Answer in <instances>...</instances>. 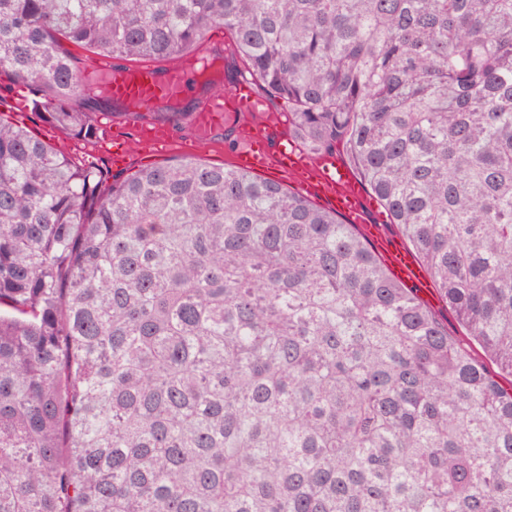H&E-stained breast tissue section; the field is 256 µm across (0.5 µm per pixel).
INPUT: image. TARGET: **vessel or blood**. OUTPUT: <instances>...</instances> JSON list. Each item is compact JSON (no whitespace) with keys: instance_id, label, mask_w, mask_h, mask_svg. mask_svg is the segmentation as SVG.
Returning <instances> with one entry per match:
<instances>
[{"instance_id":"b4317fda","label":"vessel or blood","mask_w":512,"mask_h":512,"mask_svg":"<svg viewBox=\"0 0 512 512\" xmlns=\"http://www.w3.org/2000/svg\"><path fill=\"white\" fill-rule=\"evenodd\" d=\"M96 71L105 76L102 90L112 98L131 104L160 100H179L188 91L185 68L172 66L157 71L151 66L116 67L99 59ZM262 105L252 81L213 91L197 109L195 123L199 133H207L224 115L256 112ZM245 144L235 155L238 169L256 172L276 170L290 176L304 198L327 204L350 222H358L362 196L350 166L338 155L312 156L292 138L283 136L278 126L258 122L244 131ZM390 273L398 280L425 284L426 277L405 248L388 249L384 255Z\"/></svg>"}]
</instances>
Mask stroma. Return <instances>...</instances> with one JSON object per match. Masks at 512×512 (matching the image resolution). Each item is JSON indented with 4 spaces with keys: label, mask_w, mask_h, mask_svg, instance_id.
<instances>
[{
    "label": "stroma",
    "mask_w": 512,
    "mask_h": 512,
    "mask_svg": "<svg viewBox=\"0 0 512 512\" xmlns=\"http://www.w3.org/2000/svg\"><path fill=\"white\" fill-rule=\"evenodd\" d=\"M257 112H241L234 119L225 121L222 129L216 130L208 140L197 149L189 148L188 143L194 137L191 123L171 128V141L162 151L147 153L141 148L145 123L134 122L125 118H100L99 130L95 138L78 139L60 130L50 128L37 113L14 112L10 115L11 122L33 130L48 143L57 153L65 155L75 163L95 162L103 167L112 165V140H125L131 153L126 164L119 168V175H126L139 166L148 163H167L175 159L197 160L209 165L229 166L233 163V154L239 145V127L260 120ZM360 232L374 230L375 236L370 244L379 249L385 245H405L406 240L400 230L383 220L382 209L374 197H367L363 207Z\"/></svg>",
    "instance_id": "obj_1"
}]
</instances>
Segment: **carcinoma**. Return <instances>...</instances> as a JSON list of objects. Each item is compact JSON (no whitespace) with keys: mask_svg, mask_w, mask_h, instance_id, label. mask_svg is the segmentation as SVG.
<instances>
[{"mask_svg":"<svg viewBox=\"0 0 512 512\" xmlns=\"http://www.w3.org/2000/svg\"><path fill=\"white\" fill-rule=\"evenodd\" d=\"M216 25L498 374L279 182L118 179L0 120V512H512V0H0V73L80 138L177 125L68 46L164 60Z\"/></svg>","mask_w":512,"mask_h":512,"instance_id":"obj_1","label":"carcinoma"}]
</instances>
